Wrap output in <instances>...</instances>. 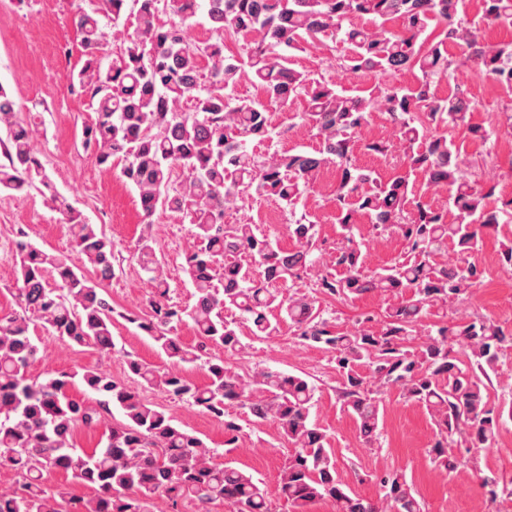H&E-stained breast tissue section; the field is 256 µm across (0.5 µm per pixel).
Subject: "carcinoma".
Masks as SVG:
<instances>
[{"instance_id": "carcinoma-1", "label": "carcinoma", "mask_w": 512, "mask_h": 512, "mask_svg": "<svg viewBox=\"0 0 512 512\" xmlns=\"http://www.w3.org/2000/svg\"><path fill=\"white\" fill-rule=\"evenodd\" d=\"M132 2L134 31L123 35L110 62L104 28L120 26L127 0H100L99 7L76 16L85 57L76 79L96 112L94 123L83 129L82 144L101 165L122 163L121 176L136 190L145 218L160 209L192 225L185 272L194 288L193 306L172 302L170 286L155 275L152 240L143 236L136 258L152 274L154 295L147 317L129 314L124 319L138 324L169 360L201 364L209 382L198 386L133 356L127 359L128 370L147 386L224 421L228 446L242 431L229 405L248 410L256 423H276L290 445L277 491L292 512H308L325 498L333 501L335 512H421L398 469L380 475L383 496L378 502L349 489L327 433L310 419L313 383L264 369L240 375L211 355L209 346L231 353L244 348L240 326L224 312L240 311L249 334L267 340L280 330L279 322L269 318L271 310L279 309L300 343L333 354L342 380L338 402L367 441L379 435L381 395L394 388L431 415L436 439L428 453L437 467L456 468L448 447L457 440L467 448L492 446L506 420H512V401H490L500 355L512 350V331L458 309L451 321L446 318L448 304L464 303L483 281L475 254L484 235L497 231L502 216L512 214V198L492 206V191L468 179L457 144L439 129L450 126L481 139L490 131L471 124L465 98L440 97L432 84L449 75L451 41L466 46L478 71L512 89V43L479 41L486 26L512 27V0H481L480 16L472 20L467 0H172L179 22L169 24L159 23L162 0ZM200 13L214 32L254 33L256 38L231 55L224 54L222 40L192 45L186 23ZM364 16L375 28L352 24ZM396 17L403 21L402 30H387L386 23ZM438 22L444 26L435 35L430 27ZM328 37L349 45L351 72L384 76L410 69L419 72L417 82L410 87L381 82L352 94L288 67L284 50L301 51ZM244 73L251 74L264 99L235 95ZM302 92L309 97V109L297 114L298 123L316 130L318 147L257 159L250 144L280 135L268 122V106L283 107ZM184 102L191 103L187 112L181 109ZM377 107L393 119L402 155V172L388 181L354 160L360 146L377 154L391 148L387 142H360L369 112ZM31 140V128L16 120L15 102L0 87V190L42 186L49 191L70 226L75 252L94 270L87 275L64 256L26 240L15 243L14 294L22 313L0 325V469L14 472L19 481L0 491V512H150L157 497L174 505L193 501L201 512L216 501L234 512H273L266 490L251 474L214 463V450L200 437L107 374L85 369L27 377L38 353L32 325L72 346L92 345L104 355L114 347L113 308L102 293L103 282L115 275L112 242L54 190ZM328 163L337 170L336 223L342 237L330 265L340 275L321 269V258L313 255L316 225L295 217L299 200ZM176 169L185 178L174 187ZM418 173L426 185L448 190L449 208L435 209L415 198L411 177ZM253 193L288 210V229L299 248L276 246L253 224L224 223L225 210L240 195ZM363 215L374 228L398 235L410 259L367 271L355 235ZM450 243L456 260L437 263L436 256ZM314 269L315 288L322 295L396 292L402 300L385 311L378 328L339 332L317 306V296L281 295L279 284ZM434 306L443 310L444 321L420 331ZM188 320L201 338L196 346L184 345L173 333ZM77 379L102 397L99 407L70 396L68 388ZM112 405L126 421L106 426L103 447L77 448L78 428L105 423L101 411ZM57 470L94 488V496L76 501L48 485L45 474ZM481 485L492 503L500 494L512 496V488L499 486L493 474L481 476Z\"/></svg>"}]
</instances>
